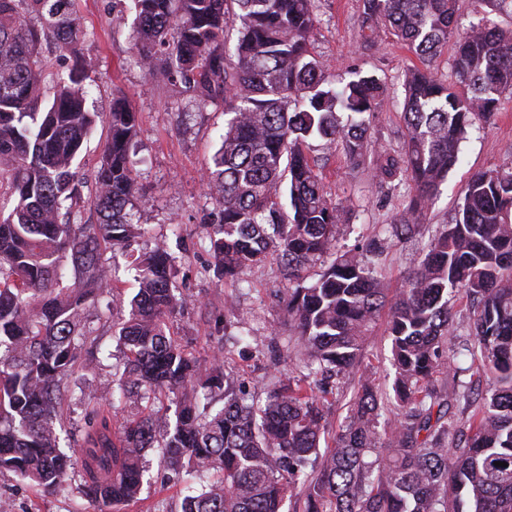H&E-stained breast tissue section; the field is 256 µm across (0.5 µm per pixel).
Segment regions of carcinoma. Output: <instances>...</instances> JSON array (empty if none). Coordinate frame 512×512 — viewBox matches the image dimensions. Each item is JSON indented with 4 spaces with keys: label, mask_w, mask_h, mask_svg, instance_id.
<instances>
[{
    "label": "carcinoma",
    "mask_w": 512,
    "mask_h": 512,
    "mask_svg": "<svg viewBox=\"0 0 512 512\" xmlns=\"http://www.w3.org/2000/svg\"><path fill=\"white\" fill-rule=\"evenodd\" d=\"M133 2L130 38L148 74L202 106L224 105V134L205 173L209 252L228 288L269 254L280 259L292 284L293 369L259 402L229 381L224 348L205 369L171 335L182 305L177 258L162 244L133 248L144 233L132 213L138 113L125 93L113 95L95 191L83 199L75 161L98 115L86 107L93 66L74 0H0V471L48 492L78 455L85 496L117 510L136 501L143 452L158 448L168 479L186 484L178 512H285L295 495L298 512H512V166L469 178L454 222L390 298L363 254L337 249L344 209L306 151L318 137L360 168L384 103L380 79L355 71L335 86L311 52L317 0ZM381 26L421 62L403 73L402 148L376 164L379 180L409 182L387 228L406 240L424 226L469 129L492 124L512 97V30L486 16L461 27L458 0H366V42ZM450 41L451 75L442 80L433 63ZM87 206L97 223L84 219ZM109 251L127 259L139 288L128 311L112 315L120 355L110 399L86 406L83 445L68 454L57 427L75 374L94 361L84 311L115 290ZM457 293L484 391L472 381L449 392L438 385ZM381 319L391 388L362 373L349 415L323 447L330 380L360 367ZM246 321L240 305L224 306V328ZM202 376L207 393L196 385ZM163 390L177 396L173 414L124 415ZM215 391L224 394L217 410ZM451 400L473 407L463 427Z\"/></svg>",
    "instance_id": "cac0c4a2"
}]
</instances>
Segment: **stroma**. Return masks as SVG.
I'll return each instance as SVG.
<instances>
[{"label":"stroma","mask_w":512,"mask_h":512,"mask_svg":"<svg viewBox=\"0 0 512 512\" xmlns=\"http://www.w3.org/2000/svg\"><path fill=\"white\" fill-rule=\"evenodd\" d=\"M364 2L318 0L319 24L311 50L330 64L334 78L356 68L376 75L384 84L386 101L368 132V160L359 169H349L340 146L322 140L310 141L309 153L326 191L346 211L347 220L338 231L339 248L349 250L358 244L381 241L382 252L375 262L388 288L395 290L403 287L413 265L423 258L431 236L453 222L459 191L469 177L476 171L512 162V100L505 102L493 125L478 124L470 130L461 144L460 162L429 209L421 233L405 241L387 239L385 228L402 211L408 186L379 183L374 162L379 154L402 146V74L416 58L384 31L373 44H365L360 28ZM75 7L86 32L83 52L93 59L97 77L90 90L89 107L99 114L82 154L81 170L92 175L107 139L112 91L124 90L139 114L135 157L141 187L138 219L146 233L137 246L142 249L164 243L180 261L176 288L184 304L173 317L171 330L187 351L209 358L224 335V301L235 298L249 309L248 325L255 335L272 336L273 344L261 346L252 354L240 346L225 344L226 367L252 395H262L266 383L291 370L281 360L294 341L282 303L288 282L273 257L247 271L236 291L226 288L207 270L212 259L206 249L204 226L212 206L206 198L204 174L224 131V107H197L189 93L149 76L137 64L131 49L130 24L124 19L127 0H76ZM173 224L179 225L180 236L170 232ZM100 329L96 360L78 378L85 399L100 396L103 385L111 379L117 342L111 329ZM146 460L149 469L139 498L122 512H176L181 501L180 486L168 480L159 449H148ZM1 497L9 500L12 512H100L99 505L83 493V470L78 465L52 493L36 490L12 472H0Z\"/></svg>","instance_id":"35a3bbf8"}]
</instances>
